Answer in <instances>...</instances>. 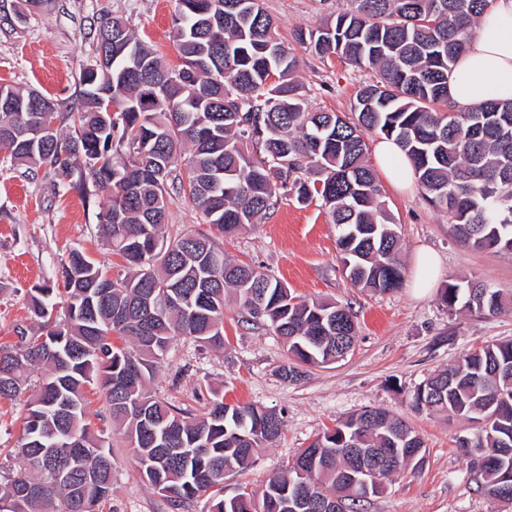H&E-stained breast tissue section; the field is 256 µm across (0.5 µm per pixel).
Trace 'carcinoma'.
<instances>
[{"instance_id": "cac0c4a2", "label": "carcinoma", "mask_w": 512, "mask_h": 512, "mask_svg": "<svg viewBox=\"0 0 512 512\" xmlns=\"http://www.w3.org/2000/svg\"><path fill=\"white\" fill-rule=\"evenodd\" d=\"M177 0L173 17L182 64L162 66L119 18L94 29L96 56L83 70L79 107L63 115L71 132L40 138L27 122L52 126L58 103L35 89L0 85V151L44 167L87 198L106 194L103 237L124 261L113 277L80 249L62 264L68 313L53 318L52 288L27 301L43 333L15 329L0 345V400H14L28 376L39 394L27 404L21 453L27 468L0 484L5 512H96L112 494L110 442L90 431L86 387L105 395L112 430L133 449L141 479L180 509L210 493V512H251L224 496V476L248 470L281 433L276 412L224 402L211 392L200 417L178 412L149 389L173 341L224 348V303L233 295L255 322L281 337L280 377L297 382L350 352L356 315L343 304L298 301L251 265L224 257L211 237L165 235L166 194L189 193L207 223L233 235L289 195L322 201L339 230L343 270L356 288H400V240L374 170L367 132L391 138L412 164L429 203L448 214L453 235L478 250L512 256V101L459 110L449 97L458 56L493 0H350L349 8L297 39L322 58L369 67L352 116L314 112L261 5L227 14L225 0H201L219 16L216 31ZM119 111H105L99 91ZM442 301L496 315L512 295L479 282L450 283ZM411 406L481 423L480 447L463 449L477 490L512 503V341L468 353L417 386ZM423 441L403 418L366 408L302 449L286 474L252 491L261 512H364L369 496L408 462L402 448ZM379 465L370 495L352 488L364 462ZM306 469L299 492L297 468Z\"/></svg>"}]
</instances>
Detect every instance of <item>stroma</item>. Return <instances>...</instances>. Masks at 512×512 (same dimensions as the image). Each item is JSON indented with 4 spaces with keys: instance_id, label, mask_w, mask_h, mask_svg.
Segmentation results:
<instances>
[{
    "instance_id": "obj_1",
    "label": "stroma",
    "mask_w": 512,
    "mask_h": 512,
    "mask_svg": "<svg viewBox=\"0 0 512 512\" xmlns=\"http://www.w3.org/2000/svg\"><path fill=\"white\" fill-rule=\"evenodd\" d=\"M274 20L281 41L299 61L296 78L315 111L350 113L358 89L374 80L371 68H357L332 56L322 58L295 36L318 27L348 0H260ZM16 0H0V85L33 88L69 111L80 100L81 73L95 51L91 33L101 18L122 17L138 39L169 67L179 65L173 33L176 0H50L39 13L18 18ZM383 198L401 238L404 279L400 288L376 294L353 287L340 262L337 230L320 202L308 205L281 199L261 223L220 239L229 258L263 267L300 300H331L350 305L356 315L353 351L323 368H311L297 382L283 380L282 340L249 321L234 299L224 305V347L215 349L179 339L150 383L151 391L182 411L203 413L210 390L225 402L264 407L284 418L281 435L258 453L256 464L224 479L225 495L238 486L261 489L327 428L369 407L404 417L422 438L420 465L409 466L385 482L366 512H512L478 492L463 462L458 439L478 433V424L415 412L414 388L437 370L455 364L482 346L512 340V311L479 315L449 311L441 299L448 283L473 281L512 292V257L481 251L459 241L446 214L419 188L397 192L381 185ZM105 194L89 198L55 184L47 170L31 174L0 151V344L15 343L14 328L29 334L40 323L27 311L31 289L55 286L69 251L82 249L108 273L121 264L105 246L98 214ZM168 235L216 236L184 193L166 198ZM440 259L432 288L419 290L415 259L421 249ZM36 394L25 385L12 402H0V477L25 468L19 450L26 404ZM91 430L112 443V493L98 512H175L170 502L137 470L132 448L112 431L103 396L89 390Z\"/></svg>"
}]
</instances>
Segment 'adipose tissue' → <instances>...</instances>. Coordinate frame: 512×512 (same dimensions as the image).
I'll return each mask as SVG.
<instances>
[{
    "label": "adipose tissue",
    "instance_id": "adipose-tissue-1",
    "mask_svg": "<svg viewBox=\"0 0 512 512\" xmlns=\"http://www.w3.org/2000/svg\"><path fill=\"white\" fill-rule=\"evenodd\" d=\"M450 96L462 109L489 99L512 100V0H495L484 15L456 63ZM374 154L389 183L405 188L414 182L411 164L396 142L378 141Z\"/></svg>",
    "mask_w": 512,
    "mask_h": 512
}]
</instances>
